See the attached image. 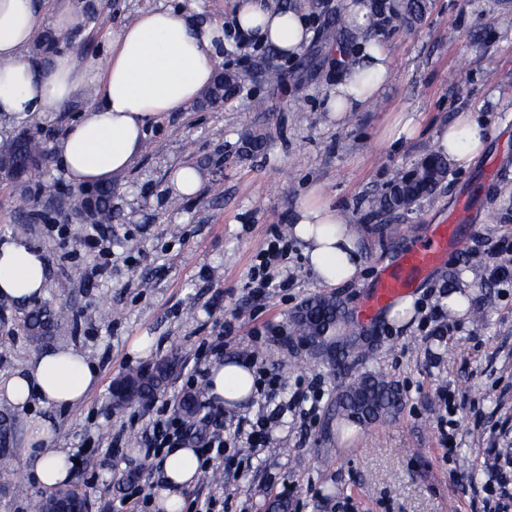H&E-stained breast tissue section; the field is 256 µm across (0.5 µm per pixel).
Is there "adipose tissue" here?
Segmentation results:
<instances>
[{
    "mask_svg": "<svg viewBox=\"0 0 512 512\" xmlns=\"http://www.w3.org/2000/svg\"><path fill=\"white\" fill-rule=\"evenodd\" d=\"M237 26L280 55H295L311 36L307 19L296 10L273 11L263 0H239ZM60 32L82 28L81 0H0V117L24 123L57 111L79 91L95 89L89 112L70 124L56 144L58 161L72 183L104 184L126 172L142 150L148 128L163 113L197 100L212 84L225 44L218 23H199L184 12L159 7L136 14L113 30L106 60L76 62L68 53L53 54L48 66L36 65L23 49L42 25ZM391 58L378 44L363 45L356 58L340 67L334 112H353L374 100L385 87ZM485 129L471 113H461L436 137V149L449 164L467 167L482 153ZM295 238L311 269L325 285L354 279L358 272V236L346 216L321 202L310 190L295 205ZM47 263L41 252L20 238L0 242V299L27 306L43 294ZM207 388L218 400L243 402L254 389L249 364L229 359L208 371ZM100 383L97 366L70 346L37 354L8 379L0 381V402L18 409L32 403L65 410L83 403ZM51 421L29 419L26 457L36 485L52 489L70 479V464L54 448ZM162 485L157 505L182 512V488L193 484L201 462L191 448L163 450Z\"/></svg>",
    "mask_w": 512,
    "mask_h": 512,
    "instance_id": "obj_1",
    "label": "adipose tissue"
}]
</instances>
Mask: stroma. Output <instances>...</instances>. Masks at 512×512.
<instances>
[{"mask_svg": "<svg viewBox=\"0 0 512 512\" xmlns=\"http://www.w3.org/2000/svg\"><path fill=\"white\" fill-rule=\"evenodd\" d=\"M305 11L309 43L294 57L268 46L241 56H222L218 69L246 74L243 91L223 107H187L165 113L148 132L142 152L113 178L112 222L104 251L86 247L91 227L37 220L45 198L0 178V239H25L48 264L40 302L67 306L70 319L51 345L77 348L95 362L100 383L84 404L65 411L39 406L30 414L51 419L56 445L75 467L71 484L88 495L91 512H130L123 499L124 472L102 463L112 449L133 462L147 512L160 472L144 459L140 434L158 407L182 393L197 358L219 357L204 343L224 338V354L253 352L258 368L279 375L289 391L314 385L313 410L287 414L265 448H239L236 462H214L181 491L184 503L213 499V512H270L285 496L291 512H490L481 489L496 465L495 449L512 448V287L485 270L471 271L468 256L503 261L512 239V6L502 0H431L413 30L382 31L376 43L392 59L391 77L360 111L336 115L328 106L336 89L337 54L353 55L362 37L349 25L322 36L324 21L308 0H286ZM167 6L198 22L236 23V0H112L79 38L84 57L105 59L114 29L142 10ZM276 68L279 80L266 77ZM78 95L66 111L27 122L53 148L71 122L90 107ZM413 113L417 132L390 140L399 112ZM471 112L490 132L486 152L469 168L452 167L429 199L411 212L383 217L373 207L395 172L435 148L438 130L458 113ZM254 139L262 151H247ZM191 165L203 180L196 195H181L175 173ZM357 224L359 271L349 283L329 287L290 240L288 285L250 292L259 251L275 230L290 223L296 203L310 188ZM460 214L456 247L414 279L413 315L390 320L380 310L367 324L378 338L370 363L405 394L392 419L350 433L330 423L333 390L349 382L302 350L288 348V318L307 298L335 293L360 311L369 287L395 271L401 255L430 238L435 225ZM404 225L391 237L387 223ZM461 291L487 311L485 326L470 314H451L445 340L428 337L425 307L440 291ZM27 307L0 300V379L41 352L23 321ZM159 357L178 368L152 406L115 409L112 382ZM452 393L451 406L438 395ZM16 437L12 456L0 457V512H34L40 492L27 472L22 439L26 417L1 404ZM467 457V470L458 460Z\"/></svg>", "mask_w": 512, "mask_h": 512, "instance_id": "obj_1", "label": "stroma"}]
</instances>
